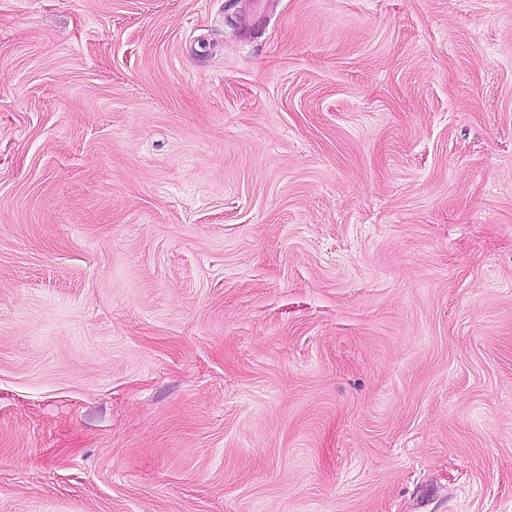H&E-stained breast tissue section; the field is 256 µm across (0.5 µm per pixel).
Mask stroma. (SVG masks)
Masks as SVG:
<instances>
[{"mask_svg": "<svg viewBox=\"0 0 512 512\" xmlns=\"http://www.w3.org/2000/svg\"><path fill=\"white\" fill-rule=\"evenodd\" d=\"M0 512H512V0H0Z\"/></svg>", "mask_w": 512, "mask_h": 512, "instance_id": "1", "label": "stroma"}]
</instances>
